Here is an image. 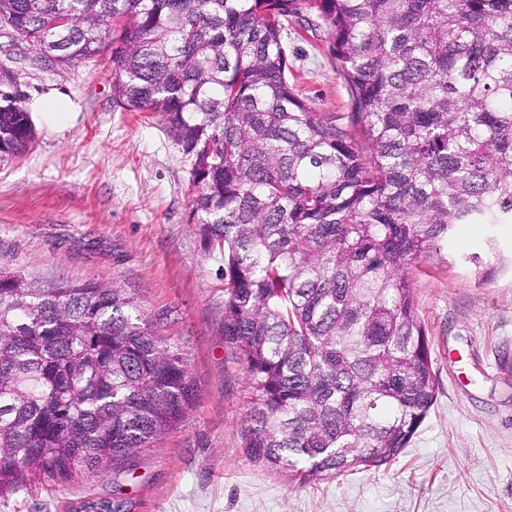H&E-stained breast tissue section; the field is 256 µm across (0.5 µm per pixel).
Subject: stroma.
I'll list each match as a JSON object with an SVG mask.
<instances>
[{
	"label": "stroma",
	"mask_w": 512,
	"mask_h": 512,
	"mask_svg": "<svg viewBox=\"0 0 512 512\" xmlns=\"http://www.w3.org/2000/svg\"><path fill=\"white\" fill-rule=\"evenodd\" d=\"M288 45L302 97L349 111L322 31L290 22ZM13 68L36 135L0 166V268L123 288L186 357L197 404L129 464L29 481L0 496V512H512V224L457 225L447 255L412 270L438 390L407 448L303 484L245 451L250 393L224 344V263L190 221L189 163L162 116L116 105L104 56ZM57 95L71 118L52 127L38 104Z\"/></svg>",
	"instance_id": "1"
}]
</instances>
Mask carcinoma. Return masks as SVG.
Returning a JSON list of instances; mask_svg holds the SVG:
<instances>
[{
    "label": "carcinoma",
    "mask_w": 512,
    "mask_h": 512,
    "mask_svg": "<svg viewBox=\"0 0 512 512\" xmlns=\"http://www.w3.org/2000/svg\"><path fill=\"white\" fill-rule=\"evenodd\" d=\"M294 18L350 111L290 82ZM3 26L63 68L110 51L113 99L189 159L247 455L303 483L398 457L436 401L410 269L457 224H512V0H0ZM21 86L0 66V165L35 139ZM196 397L124 289L0 271V495L122 464Z\"/></svg>",
    "instance_id": "1"
}]
</instances>
